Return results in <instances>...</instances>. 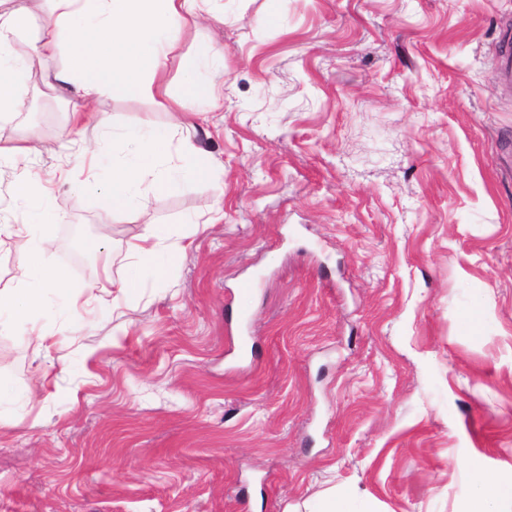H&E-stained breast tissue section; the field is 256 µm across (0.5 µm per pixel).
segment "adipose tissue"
Here are the masks:
<instances>
[{
  "instance_id": "1",
  "label": "adipose tissue",
  "mask_w": 512,
  "mask_h": 512,
  "mask_svg": "<svg viewBox=\"0 0 512 512\" xmlns=\"http://www.w3.org/2000/svg\"><path fill=\"white\" fill-rule=\"evenodd\" d=\"M57 32L34 39L31 57L17 59L10 50L13 39L29 27L23 9L11 0H0V116L18 111L20 82L32 75L36 63L66 55V63L52 75V85L67 95L78 126L104 129L107 121L89 108L102 93L155 98L163 96V108L172 120L164 125L141 123L123 127L119 137L134 146L132 159L113 164L110 185L95 197L105 215L140 214L145 205L138 185L152 176L156 190L169 192L183 180L211 176L210 157L190 139L176 140L179 120L187 112L188 99L209 98L210 85L189 82L183 96L164 94L160 78L168 51L184 31L186 19L197 18L209 0H50ZM182 162L178 177L169 176L161 163L170 155ZM44 244H34L19 261L16 287L0 290V314L20 313L36 305L48 291L66 287L68 274L43 261Z\"/></svg>"
}]
</instances>
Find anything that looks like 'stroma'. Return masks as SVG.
Listing matches in <instances>:
<instances>
[{"label": "stroma", "instance_id": "1", "mask_svg": "<svg viewBox=\"0 0 512 512\" xmlns=\"http://www.w3.org/2000/svg\"><path fill=\"white\" fill-rule=\"evenodd\" d=\"M13 4L23 56L55 16ZM187 27L164 79H207L196 46L220 51L217 102L183 116L213 174L144 182L139 218L82 186L128 151L72 129L61 58L20 88L42 111L0 120L1 147L57 146L25 168L63 215L39 222L0 161V289L37 235L69 276L0 329V512H321L334 489L349 512H470L473 467L512 483V0H210ZM149 224L182 259L122 295Z\"/></svg>", "mask_w": 512, "mask_h": 512}]
</instances>
